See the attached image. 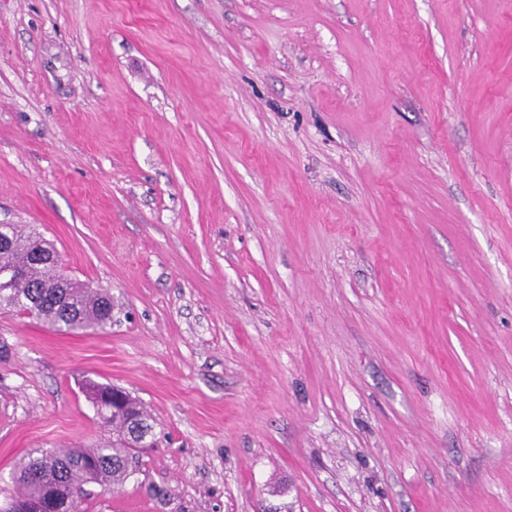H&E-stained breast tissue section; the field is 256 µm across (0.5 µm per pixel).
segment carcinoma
Returning <instances> with one entry per match:
<instances>
[{
	"label": "carcinoma",
	"instance_id": "1",
	"mask_svg": "<svg viewBox=\"0 0 512 512\" xmlns=\"http://www.w3.org/2000/svg\"><path fill=\"white\" fill-rule=\"evenodd\" d=\"M0 239L8 241L14 259L27 264L26 279L11 289L0 307L36 317L58 331L103 328L112 322V304L103 290L72 280L60 285L55 262L46 248L53 244L40 233L17 224H0ZM101 424L112 427V438L93 448L45 452L17 465L18 492L14 503L29 498L70 500L68 512H80L84 484L119 486L130 476L139 456L137 445L153 434V420L142 403L125 394L124 404L97 412Z\"/></svg>",
	"mask_w": 512,
	"mask_h": 512
}]
</instances>
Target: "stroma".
<instances>
[{
    "label": "stroma",
    "mask_w": 512,
    "mask_h": 512,
    "mask_svg": "<svg viewBox=\"0 0 512 512\" xmlns=\"http://www.w3.org/2000/svg\"><path fill=\"white\" fill-rule=\"evenodd\" d=\"M0 224L112 297L0 309V506L89 377L81 512H512V0H0ZM112 386L86 379L83 390L92 403L104 427H112V440L100 441L95 448H78L66 451L41 453L30 456L17 465L18 492L5 512L13 511L16 502L22 499L43 500L70 499L68 512H80V504L87 492L83 484H97L101 487L122 485L131 472L129 468L137 462L140 450L134 445L153 434V420L142 403L119 388L112 391L113 410L100 412L97 400L104 390ZM92 464L94 470L84 475L85 468Z\"/></svg>",
    "instance_id": "stroma-1"
}]
</instances>
